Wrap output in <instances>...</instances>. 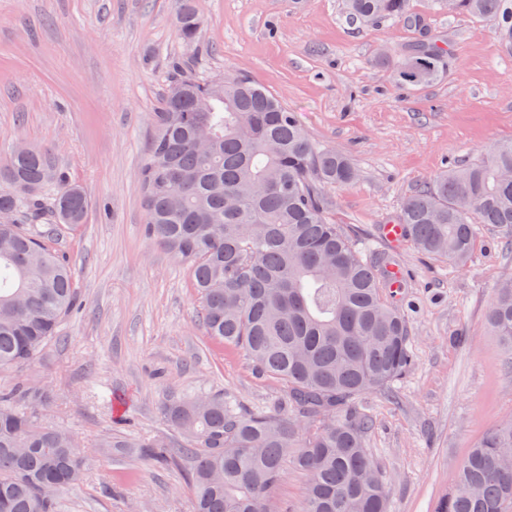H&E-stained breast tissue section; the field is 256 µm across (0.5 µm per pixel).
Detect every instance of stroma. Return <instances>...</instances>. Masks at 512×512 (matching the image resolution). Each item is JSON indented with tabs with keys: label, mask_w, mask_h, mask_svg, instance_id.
Listing matches in <instances>:
<instances>
[{
	"label": "stroma",
	"mask_w": 512,
	"mask_h": 512,
	"mask_svg": "<svg viewBox=\"0 0 512 512\" xmlns=\"http://www.w3.org/2000/svg\"><path fill=\"white\" fill-rule=\"evenodd\" d=\"M181 0H0V158L19 142L46 149L81 184L78 230L44 225L71 263L79 308L0 390L44 387L40 421L92 454L63 512H191L188 466H158L111 438L184 441L163 407L214 394L250 411L285 410V386L248 354L206 335L186 265L149 238L140 172L151 114L173 61L201 75L244 76L296 112L309 138L345 154L357 176L333 189L327 217L365 259L402 271L394 298L410 331L412 368L391 389L352 399L370 417L365 448L391 512H434L471 448L512 419V353L487 321L512 249L482 227L467 267L385 241L405 199L457 160L512 141V53L493 22L409 0L405 21L363 28L343 0H195L197 48L178 38ZM451 46L449 70L411 90L392 66L421 33Z\"/></svg>",
	"instance_id": "stroma-1"
}]
</instances>
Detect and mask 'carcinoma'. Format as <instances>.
<instances>
[{
  "label": "carcinoma",
  "instance_id": "1",
  "mask_svg": "<svg viewBox=\"0 0 512 512\" xmlns=\"http://www.w3.org/2000/svg\"><path fill=\"white\" fill-rule=\"evenodd\" d=\"M408 0H344L348 21L405 20ZM432 8L493 21L512 49V0H432ZM203 22L183 0L176 30L197 45ZM447 42L425 35L393 68L409 87L447 70ZM141 186L148 236L191 273L200 318L214 340L244 348L257 371L287 388L288 409L246 412L218 395L164 406L185 437L191 512H279L270 494L291 464L309 485L296 512H390L365 448L369 419L348 401L389 388L412 366L408 325L385 293L386 270L368 262L326 217L328 193L351 182L349 159L315 145L296 113L246 78L203 79L175 62L158 109ZM512 142L478 162L458 161L405 202L398 223L420 250L465 265L481 224L512 238ZM0 368L21 367L56 338L77 306L69 263L37 229L44 192L59 188L52 218L78 229L89 199L48 153L16 145L0 162ZM491 328L512 348V281L497 289ZM32 388L0 391V512H61L59 491L79 484L88 459L65 429L37 423ZM160 466V440L118 441ZM512 421L463 462L435 512H512Z\"/></svg>",
  "mask_w": 512,
  "mask_h": 512
}]
</instances>
